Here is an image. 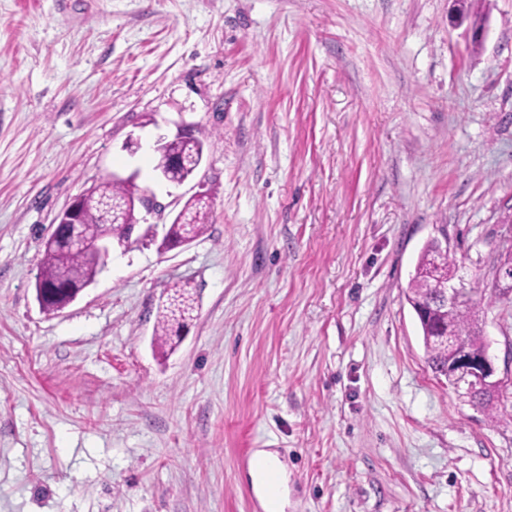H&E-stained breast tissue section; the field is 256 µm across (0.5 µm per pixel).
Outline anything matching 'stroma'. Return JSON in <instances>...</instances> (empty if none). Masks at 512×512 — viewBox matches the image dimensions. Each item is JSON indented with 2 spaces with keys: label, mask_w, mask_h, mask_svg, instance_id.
<instances>
[{
  "label": "stroma",
  "mask_w": 512,
  "mask_h": 512,
  "mask_svg": "<svg viewBox=\"0 0 512 512\" xmlns=\"http://www.w3.org/2000/svg\"><path fill=\"white\" fill-rule=\"evenodd\" d=\"M0 0V512H512V397L428 367L406 299L444 239L487 289L512 238V0ZM192 126L200 171L155 181ZM213 200L207 233L115 254L63 311L36 275L82 191ZM200 295L167 358L169 285ZM512 377V301L481 304ZM253 460L254 462L252 465H250L249 468L250 478L257 491L263 509L268 512V496L257 464L261 463L265 465L266 467L274 470L277 474H279V476L284 474V465L275 453L263 449L255 452Z\"/></svg>",
  "instance_id": "obj_1"
}]
</instances>
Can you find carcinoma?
I'll return each mask as SVG.
<instances>
[{
    "instance_id": "cac0c4a2",
    "label": "carcinoma",
    "mask_w": 512,
    "mask_h": 512,
    "mask_svg": "<svg viewBox=\"0 0 512 512\" xmlns=\"http://www.w3.org/2000/svg\"><path fill=\"white\" fill-rule=\"evenodd\" d=\"M174 151L181 165L173 170V176H192L195 158L204 151L203 143L181 141L176 144ZM132 193L133 187L115 182L110 177L93 186L85 206L82 228L84 237L95 239L109 231L115 236L126 235L130 231L128 224L133 221V215L127 208V201ZM210 209L211 199L207 194L189 199L182 207L180 223L169 227V234L195 239L201 237L208 229ZM430 248L431 244H426L418 257L415 273L408 285L407 300L410 303L416 301L422 305L430 304L436 292V279L448 281L456 277L455 260L446 254L435 267L430 257ZM99 272L97 261L85 251L45 244L37 275V283L47 288L42 310L54 313L67 305L70 300L68 289L80 288L93 282ZM198 306L197 294L189 284L175 283L167 289L166 298L159 307L153 338V345L159 349L160 356H167L169 351L178 346L181 342L178 330L183 324L194 320V312ZM445 322L453 327L461 345L475 351L486 348L478 316L474 306L469 303L449 310L446 315L433 318L429 325L420 322L427 362L438 376L442 375V369L448 363V354L440 344L428 338L426 333L427 329L433 330Z\"/></svg>"
}]
</instances>
